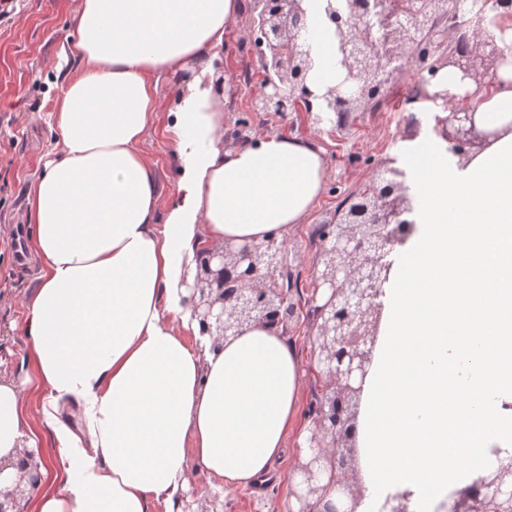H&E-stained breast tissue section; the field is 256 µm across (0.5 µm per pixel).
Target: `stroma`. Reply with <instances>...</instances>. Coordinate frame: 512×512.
<instances>
[{
    "mask_svg": "<svg viewBox=\"0 0 512 512\" xmlns=\"http://www.w3.org/2000/svg\"><path fill=\"white\" fill-rule=\"evenodd\" d=\"M77 8L78 0H13L11 12L0 17V376L19 381L24 380L30 362L27 340L17 326L34 292L40 263L34 253L19 255L9 243L28 237L27 192L54 143L48 114L61 91L62 75L78 65L73 56ZM251 21L249 8H242L224 34L225 44L237 48L224 67V146L236 147L233 133L245 125L255 136L288 133L321 148L329 175L327 191L307 223L285 234L292 269L304 291L312 285L316 229L331 221L339 205L371 179L376 167L402 162L413 143H430L435 136L423 116L426 103L413 105L416 127L401 120L404 98L415 95L419 84L414 73L390 88L382 109L355 113L343 128L313 125L294 112L282 117L250 111V99L263 79L258 71L251 85L239 79L244 57L239 47ZM185 89L178 76L159 80L160 112L141 145L143 154L155 164L167 197L176 189L178 162L165 129L169 112ZM223 502V512H289L288 484L271 481L254 492L225 494Z\"/></svg>",
    "mask_w": 512,
    "mask_h": 512,
    "instance_id": "stroma-1",
    "label": "stroma"
}]
</instances>
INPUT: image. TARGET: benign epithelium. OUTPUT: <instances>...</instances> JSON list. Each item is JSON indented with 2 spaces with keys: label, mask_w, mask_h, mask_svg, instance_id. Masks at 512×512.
Instances as JSON below:
<instances>
[{
  "label": "benign epithelium",
  "mask_w": 512,
  "mask_h": 512,
  "mask_svg": "<svg viewBox=\"0 0 512 512\" xmlns=\"http://www.w3.org/2000/svg\"><path fill=\"white\" fill-rule=\"evenodd\" d=\"M252 8L251 41L259 44L264 78L261 90L251 98L250 111L301 112L316 124L326 122L325 114L331 111L341 126L353 113L369 109L385 93L399 65L409 60L419 67L424 97L438 108L433 131L458 148V157L491 137L478 129L476 113L454 104L458 94L437 88L435 79L440 70L452 67L460 82L481 84L497 74L508 55L501 40L473 21L467 25L472 33L468 51L451 52L460 24L448 0H348L343 14L327 13L326 25L342 33L339 56L350 86L343 92L332 87L319 95L308 80L313 61L301 37V24L306 22L302 0H252ZM410 209L406 172L383 166L351 195L348 205L336 210L333 223L321 233L313 287L304 306L315 329L311 368L322 386L308 409V443L314 453L298 461L302 480L290 487V496L298 503L296 512H318L332 502L336 512H347L342 498H362L354 481V422L382 325L394 253L413 229L406 218ZM196 262L193 288L185 302L201 334L225 339L257 322L288 332L298 312L288 291L286 239L226 242L200 252ZM488 453L492 465L479 493H453L448 512H512V450L490 448ZM13 466L21 473L20 484L0 490V512H16L19 501L43 482L34 451H20ZM409 503L410 493L390 491L383 495L378 512H409Z\"/></svg>",
  "instance_id": "obj_1"
}]
</instances>
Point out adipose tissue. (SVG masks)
<instances>
[{
    "label": "adipose tissue",
    "mask_w": 512,
    "mask_h": 512,
    "mask_svg": "<svg viewBox=\"0 0 512 512\" xmlns=\"http://www.w3.org/2000/svg\"><path fill=\"white\" fill-rule=\"evenodd\" d=\"M243 0H79L74 52L50 124L55 156L27 193L38 284L19 331L28 383L0 379V490L10 461L42 449L32 512H182L191 469L218 487L271 476L303 439V369L281 329L258 323L212 345L184 303L197 254L260 242L304 223L327 168L311 141L265 134L225 150L222 104L202 76L221 61ZM316 91L338 83L333 47L308 23ZM201 66L168 127L180 171L161 202L141 143L159 110L157 80ZM458 91L491 139L464 161L413 153L416 230L399 249L356 421L363 498L392 489L427 503L471 486L488 448L512 447V66ZM206 225L199 236L198 225ZM81 407L72 429L65 406ZM54 447L43 450L40 428Z\"/></svg>",
    "instance_id": "1"
}]
</instances>
